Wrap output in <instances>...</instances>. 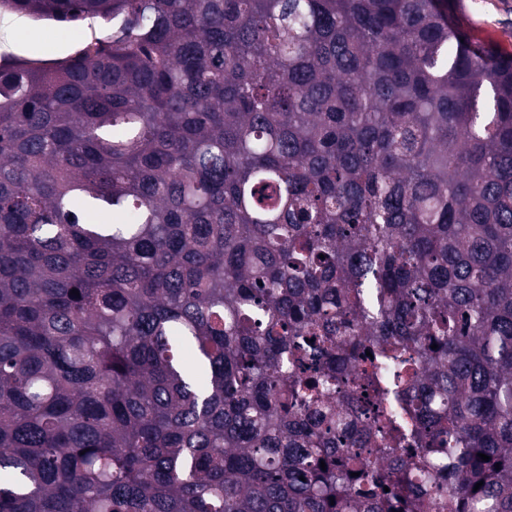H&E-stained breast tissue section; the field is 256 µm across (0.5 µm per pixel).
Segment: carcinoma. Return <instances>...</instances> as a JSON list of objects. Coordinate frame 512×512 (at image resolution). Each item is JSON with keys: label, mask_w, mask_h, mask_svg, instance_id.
Masks as SVG:
<instances>
[{"label": "carcinoma", "mask_w": 512, "mask_h": 512, "mask_svg": "<svg viewBox=\"0 0 512 512\" xmlns=\"http://www.w3.org/2000/svg\"><path fill=\"white\" fill-rule=\"evenodd\" d=\"M2 9L112 28L0 64V512H512V58L451 0Z\"/></svg>", "instance_id": "obj_1"}]
</instances>
